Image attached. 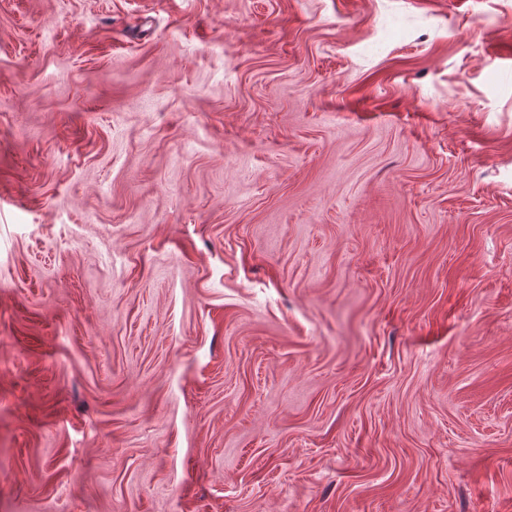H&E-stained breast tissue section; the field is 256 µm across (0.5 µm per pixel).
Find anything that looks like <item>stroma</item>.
Returning <instances> with one entry per match:
<instances>
[{
    "label": "stroma",
    "instance_id": "stroma-1",
    "mask_svg": "<svg viewBox=\"0 0 512 512\" xmlns=\"http://www.w3.org/2000/svg\"><path fill=\"white\" fill-rule=\"evenodd\" d=\"M0 512H512V0H0Z\"/></svg>",
    "mask_w": 512,
    "mask_h": 512
}]
</instances>
